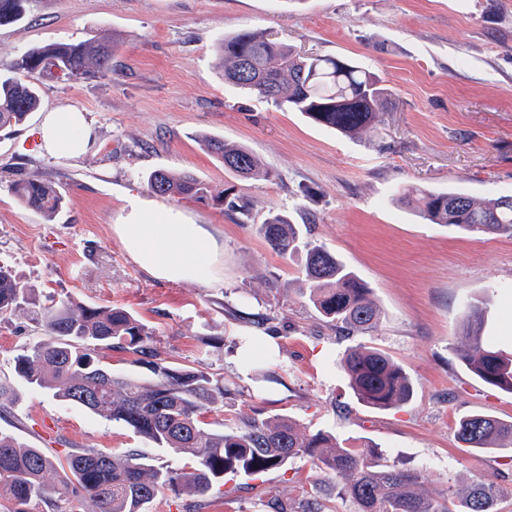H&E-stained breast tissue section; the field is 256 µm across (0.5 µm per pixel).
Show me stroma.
<instances>
[{
    "instance_id": "stroma-1",
    "label": "stroma",
    "mask_w": 512,
    "mask_h": 512,
    "mask_svg": "<svg viewBox=\"0 0 512 512\" xmlns=\"http://www.w3.org/2000/svg\"><path fill=\"white\" fill-rule=\"evenodd\" d=\"M244 29L376 73L391 93L376 136L343 135L225 83L215 46ZM92 37L119 40L111 75L39 80L44 109L0 130V263L34 288L39 306L68 297L125 308L153 331L167 364L223 376L230 394L207 422L285 416L427 470L435 498L486 477L500 490L499 512H512V455L464 449L455 435L467 415L512 418V393L487 387L457 355L470 301L486 309V336L512 352V238L426 224L394 201L404 185L457 187L478 201L512 195V0H30L21 22L0 26V59ZM52 110L85 115L82 156L41 150ZM204 135L246 146L275 180L234 178ZM156 169L234 188L251 212L152 196L146 177ZM16 172L65 194L55 218L12 196ZM135 197L206 225L223 248L222 280L204 287L142 271L113 231ZM279 212L366 283L383 312L375 332L342 337L318 317L300 293L301 256L280 257L256 231ZM37 337L29 311L0 322V377ZM354 345L402 366L412 399L385 412L359 403L336 368ZM0 429L62 457L91 448L190 464L123 423L23 386L0 404ZM335 483L299 456L226 475L204 512H272L274 501L289 512L311 501L350 512Z\"/></svg>"
}]
</instances>
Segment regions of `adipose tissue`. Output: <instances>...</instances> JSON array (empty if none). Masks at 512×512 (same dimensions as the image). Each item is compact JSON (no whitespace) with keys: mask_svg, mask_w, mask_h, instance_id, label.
<instances>
[{"mask_svg":"<svg viewBox=\"0 0 512 512\" xmlns=\"http://www.w3.org/2000/svg\"><path fill=\"white\" fill-rule=\"evenodd\" d=\"M89 131L78 112L47 113L41 126L43 149L54 156L83 154ZM113 230L132 260L158 280L210 286L220 281V246L204 225L186 223L181 215L149 200L132 204Z\"/></svg>","mask_w":512,"mask_h":512,"instance_id":"ef3b65f1","label":"adipose tissue"}]
</instances>
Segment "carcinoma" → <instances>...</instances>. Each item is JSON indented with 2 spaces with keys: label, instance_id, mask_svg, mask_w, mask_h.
I'll return each mask as SVG.
<instances>
[{
  "label": "carcinoma",
  "instance_id": "1",
  "mask_svg": "<svg viewBox=\"0 0 512 512\" xmlns=\"http://www.w3.org/2000/svg\"><path fill=\"white\" fill-rule=\"evenodd\" d=\"M28 0H0V26L25 17ZM224 80L244 92L302 113L312 122L342 134L372 133L377 113L391 105V93L371 71L347 59L300 55L261 32L241 31L215 47ZM116 44L94 38L77 43L34 47L9 62L0 61V128L20 125L42 107L38 86L15 77L33 78L53 67L68 80L112 73ZM207 151L224 170L240 179H273L245 147L219 138L205 140ZM150 192L171 200L189 199L248 215V201L230 189L219 192L191 173L154 170L146 180ZM11 194L27 209L48 219L65 203L64 195L37 174L10 181ZM396 200L430 224H445L466 233L512 236V195L479 203L463 190L404 188ZM257 231L272 250L290 257L305 254L304 285L320 318L340 335L375 331L382 311L359 276L324 245L303 240L290 217L277 213ZM33 310L40 337L14 359L13 379L0 380V400L15 393L14 381L48 389L60 400L91 414L123 422L136 434L193 466L174 470L155 466L136 453L76 449L57 461L15 435L0 431V500L10 512H29L42 503L65 512L74 499L93 505L90 512H151L156 498L203 497L224 485V475H254L279 469L298 456L313 459L320 471L336 476V492L353 512H497L494 483L479 481L441 500L422 493L428 473L403 463H389L374 449L359 451L333 433H306L286 417L258 419L234 413L214 424L203 415L224 401V378L203 367L164 364L153 332L133 313L110 305L72 299L36 308L34 289L8 266L0 265V318ZM481 311L465 305L462 348L465 369L487 386L512 393V354L483 336ZM124 351L146 366L149 379L116 375L104 362L110 352ZM338 367L357 400L376 411L408 403L412 384L404 369L384 353L366 346L345 350ZM463 447L492 453L512 448V420L473 414L459 420Z\"/></svg>",
  "mask_w": 512,
  "mask_h": 512
}]
</instances>
